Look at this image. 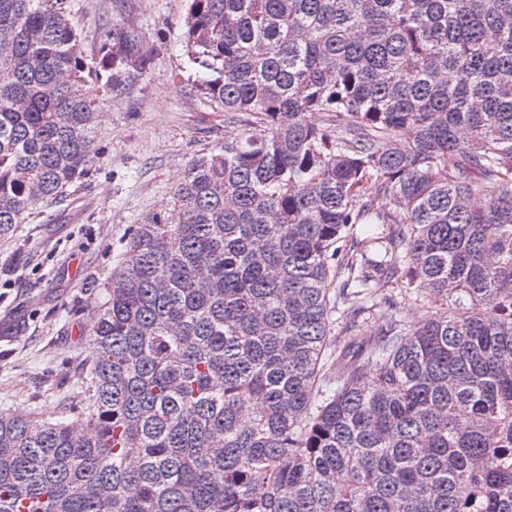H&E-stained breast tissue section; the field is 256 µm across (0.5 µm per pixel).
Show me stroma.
I'll list each match as a JSON object with an SVG mask.
<instances>
[{"label":"stroma","instance_id":"obj_1","mask_svg":"<svg viewBox=\"0 0 512 512\" xmlns=\"http://www.w3.org/2000/svg\"><path fill=\"white\" fill-rule=\"evenodd\" d=\"M90 66L111 23L142 69L99 118L100 154L66 197L0 240V412L75 425L88 407L86 332L143 216L170 203L190 162L243 126L204 94L185 48L187 0H69Z\"/></svg>","mask_w":512,"mask_h":512}]
</instances>
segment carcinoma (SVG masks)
I'll use <instances>...</instances> for the list:
<instances>
[{"label":"carcinoma","mask_w":512,"mask_h":512,"mask_svg":"<svg viewBox=\"0 0 512 512\" xmlns=\"http://www.w3.org/2000/svg\"><path fill=\"white\" fill-rule=\"evenodd\" d=\"M67 3L0 0V237L140 57L112 25L101 81ZM184 42L254 128L135 225L87 430L0 413V512H512V0H188ZM392 281L439 313L352 337Z\"/></svg>","instance_id":"1"}]
</instances>
